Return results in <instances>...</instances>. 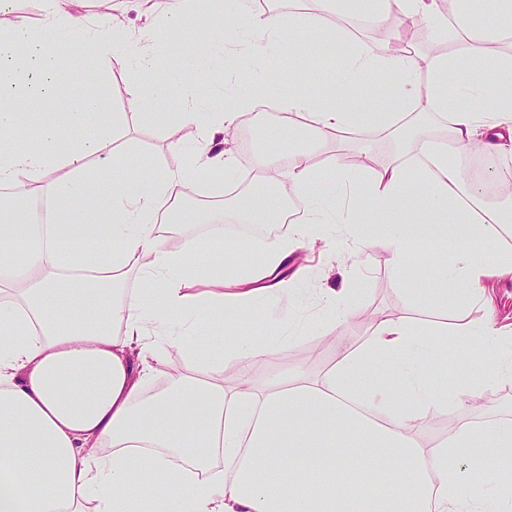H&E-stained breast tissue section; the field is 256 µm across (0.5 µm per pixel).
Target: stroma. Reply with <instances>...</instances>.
<instances>
[{
  "instance_id": "obj_1",
  "label": "stroma",
  "mask_w": 512,
  "mask_h": 512,
  "mask_svg": "<svg viewBox=\"0 0 512 512\" xmlns=\"http://www.w3.org/2000/svg\"><path fill=\"white\" fill-rule=\"evenodd\" d=\"M223 23V17L209 14L205 0H200L197 12L189 19L159 22L157 57L152 68L138 69L122 55L103 62L63 48L59 51L61 77L63 81L74 82L86 71L105 69L107 77L97 91L107 100L111 111L125 112L128 100L138 92L148 93L159 88L174 90L177 65L174 50L188 48L192 31ZM342 62L341 51L316 40L312 43L310 72L297 74L295 63L283 57L257 63L255 70L240 73L238 82L241 92L245 93L255 71L270 73L275 91L263 99L264 105L270 107L276 106L299 82L313 97L331 94L337 104L350 107L355 103L354 97L334 94L332 89V73ZM246 123L247 114L242 111L224 126V147L236 159V169L230 177L234 184L243 182L252 169V160L263 154L276 156L284 164L293 152L306 151L311 153L314 164L323 168L335 155L343 159L364 155L381 164L399 151L389 133L371 126L355 129L338 143L323 146L315 144L305 130L284 124L261 126V136L256 139L246 131ZM116 144L120 151L130 154L131 167L93 168L90 176L103 182L115 178L146 181L159 169L188 164L193 156L192 150L173 148L169 130L153 107L128 114L125 125L116 134ZM303 262L309 267L307 276L294 281L292 291L269 305L263 315L236 322L218 310L199 322L197 335L209 338L220 354L226 343L237 337L263 336L272 326H279L283 342L272 347L253 367L254 378L263 382L298 372L317 375L332 368L336 352L325 339L330 332L363 339L369 336L372 325L400 316L422 323L438 321L452 325L462 321L476 324L491 313L499 323L512 324V274L493 273L485 277V302H452L447 310L436 311L407 297L402 285L390 274L389 255L384 250L362 251L351 242L340 251L333 242L316 240L305 250ZM325 292L345 297L351 314L344 327L327 329L328 312L320 299ZM284 312L294 315L295 323H276V316ZM433 343L448 352L449 379L457 383L459 391L476 393L477 399L469 409L448 413L433 410L419 416L413 423L414 433L431 439L447 436L462 420L478 429L489 421L512 420V380L491 382L487 379L501 354L500 349L477 341L462 344L450 335L434 337Z\"/></svg>"
}]
</instances>
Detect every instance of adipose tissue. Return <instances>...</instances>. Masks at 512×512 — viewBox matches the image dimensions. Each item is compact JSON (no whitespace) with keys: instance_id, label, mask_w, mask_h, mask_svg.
<instances>
[{"instance_id":"obj_1","label":"adipose tissue","mask_w":512,"mask_h":512,"mask_svg":"<svg viewBox=\"0 0 512 512\" xmlns=\"http://www.w3.org/2000/svg\"><path fill=\"white\" fill-rule=\"evenodd\" d=\"M146 18L137 36L110 15L97 24L76 0H43L37 31L18 26L0 33V184L48 202L51 223L0 221V512H488L473 483L497 493L502 476L477 456L486 445L512 454V426L477 431L457 424L448 438L412 434L418 415L433 407L457 409L466 396L443 391L432 369L445 367L430 335L447 333L490 345L512 343L494 319L457 323L426 332L412 320L378 323L370 336L336 339L338 361L316 377L295 374L252 381L251 369L274 345L271 336L230 342L225 355L193 336L214 308L244 319L256 299L287 293L279 272L325 224L361 249L389 255V270L427 306L449 297L483 295L489 267L512 272V249L498 248L512 209L474 202L482 185L464 179L448 162V144L461 152L512 154V0H486L482 23L468 9L439 12L437 0H346V10L382 24L388 15L432 21L443 52L420 58L403 50L377 51L348 38L341 24L309 13L285 21L257 13L253 0H208L224 25L202 31L217 47L239 46V65L253 55L311 62L308 34L348 49L335 85L353 90L365 74L393 78L386 98L360 95L356 109L336 107L296 88L282 102L303 118L314 141L372 125L398 133L421 118L443 120L447 142L424 140L416 155L401 152L377 167L347 171L331 163L315 168L309 153L288 159V183L306 201L305 225L288 238L260 239L247 251L223 237L186 236L169 243L161 225L190 182L223 177L234 169L221 146L234 110L208 112L198 95L197 60L182 54L177 110L166 115L175 146L195 149L191 164L138 183L104 185L87 179L92 160L110 161L114 131L125 121L96 88L103 73L88 72L74 85L57 79V47L83 56L126 54L143 68L153 63L156 17L184 19L196 0H137ZM491 65L489 76L451 82L457 70ZM78 99L57 121L32 117L34 151L11 138L19 109L30 101ZM256 185L234 208L240 224H278L281 209L270 189L279 170L273 156L257 157ZM88 198L100 214L73 206ZM420 248L448 251L452 262L437 287H422L430 260L413 264ZM207 269L200 280L194 269ZM137 287H126L130 272ZM194 370L168 373L161 357L170 324ZM235 359L238 387L224 385L223 359ZM391 363L395 375L380 388L362 383L371 361Z\"/></svg>"}]
</instances>
